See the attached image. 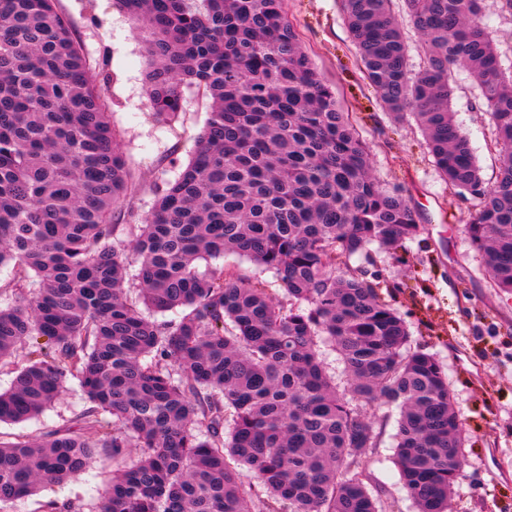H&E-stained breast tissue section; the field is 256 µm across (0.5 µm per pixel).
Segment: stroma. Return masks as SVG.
<instances>
[{
    "label": "stroma",
    "mask_w": 512,
    "mask_h": 512,
    "mask_svg": "<svg viewBox=\"0 0 512 512\" xmlns=\"http://www.w3.org/2000/svg\"><path fill=\"white\" fill-rule=\"evenodd\" d=\"M299 39L323 79L336 91L370 151L373 175L399 189L417 213L422 231L405 251L375 254L372 277L395 283L391 305L405 318L412 346L433 354L443 367L454 404L464 422L465 461L450 512H512V295L492 288L481 254L466 231L476 208L443 181L413 119H400L383 105L365 79L343 20L339 0H285ZM111 102L117 144L134 175L120 211L142 215L158 187L187 164L208 119L201 91L186 94L177 122L154 118L145 92L149 33L117 0H57ZM488 32L504 68L512 67V14L500 0H485ZM452 109L486 183H493L500 156L494 128L471 73H451ZM88 405L76 384L42 416L0 424V438L39 436L67 425ZM369 420L380 433L367 465L372 493L390 512H414L394 459L399 411L371 407ZM117 468L108 456L64 484L47 485L39 495L0 504V512H43L44 502H70L74 512H96L101 493Z\"/></svg>",
    "instance_id": "stroma-1"
}]
</instances>
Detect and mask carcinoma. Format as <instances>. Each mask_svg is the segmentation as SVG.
<instances>
[{"label":"carcinoma","instance_id":"obj_1","mask_svg":"<svg viewBox=\"0 0 512 512\" xmlns=\"http://www.w3.org/2000/svg\"><path fill=\"white\" fill-rule=\"evenodd\" d=\"M145 25L146 95L173 120L194 87L209 101L195 150L151 210L114 223L132 176L104 88L55 0H0V423L43 414L78 382L90 406L39 438L0 441V503L123 459L98 512H385L368 489L378 436L367 407L396 406V462L418 512H448L463 423L435 357L367 270L421 230L372 175L359 138L300 45L284 0H119ZM422 38L411 69L394 0H342L365 78L413 115L448 184L479 201L467 233L491 286L512 294V70L484 0H402ZM476 78L495 128L488 186L451 112L450 75ZM139 263L131 288L120 230ZM272 272L278 296L234 266ZM181 309L175 320L144 314ZM344 365L328 371L323 347ZM246 467L266 496L241 479ZM230 265V266H238L243 273H245L247 276H256L259 277V279L271 284L272 286L269 288H278L275 286L274 281V275L272 272L269 271H263L261 268H259L254 263L250 262L249 260L245 258L235 257L232 255L224 257V259H210L208 261H200L199 267L201 271H204L208 267H215L220 265Z\"/></svg>","mask_w":512,"mask_h":512}]
</instances>
